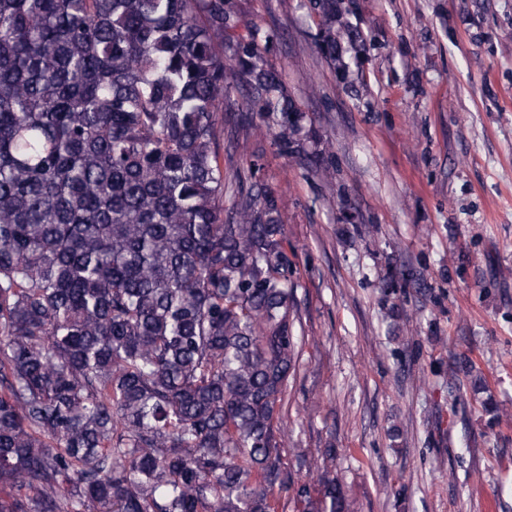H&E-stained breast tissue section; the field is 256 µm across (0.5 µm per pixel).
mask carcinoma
Here are the masks:
<instances>
[{
  "mask_svg": "<svg viewBox=\"0 0 512 512\" xmlns=\"http://www.w3.org/2000/svg\"><path fill=\"white\" fill-rule=\"evenodd\" d=\"M340 78L364 50L308 0ZM231 0H0V512H352L288 468L302 340L275 191L224 108L301 158L306 114Z\"/></svg>",
  "mask_w": 512,
  "mask_h": 512,
  "instance_id": "1",
  "label": "carcinoma"
}]
</instances>
